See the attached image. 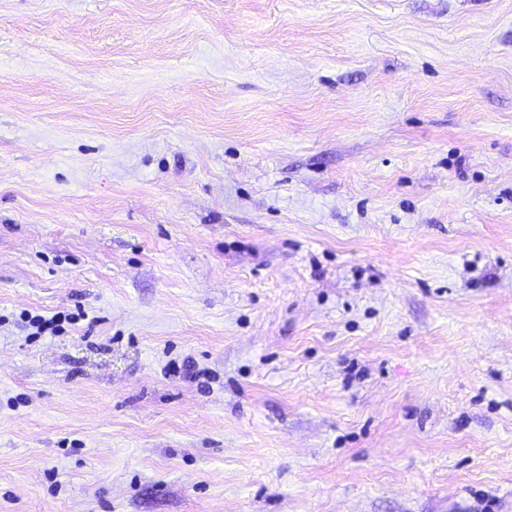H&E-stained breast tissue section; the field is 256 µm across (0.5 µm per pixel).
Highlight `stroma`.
<instances>
[{
  "label": "stroma",
  "instance_id": "stroma-1",
  "mask_svg": "<svg viewBox=\"0 0 512 512\" xmlns=\"http://www.w3.org/2000/svg\"><path fill=\"white\" fill-rule=\"evenodd\" d=\"M0 512H512V0H0Z\"/></svg>",
  "mask_w": 512,
  "mask_h": 512
}]
</instances>
